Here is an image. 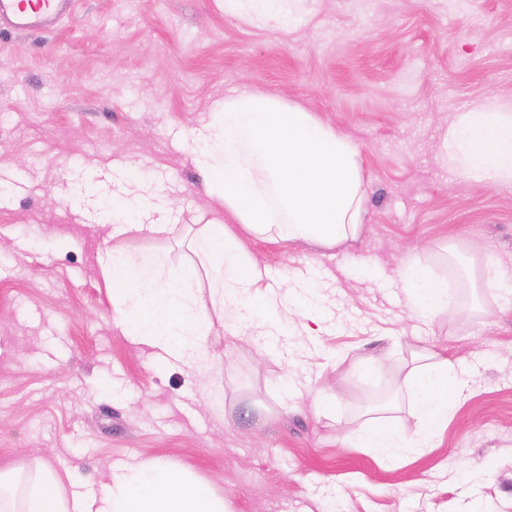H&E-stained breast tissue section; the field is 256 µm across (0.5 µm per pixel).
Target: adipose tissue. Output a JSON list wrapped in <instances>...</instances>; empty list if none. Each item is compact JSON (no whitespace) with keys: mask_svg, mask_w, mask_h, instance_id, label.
<instances>
[{"mask_svg":"<svg viewBox=\"0 0 512 512\" xmlns=\"http://www.w3.org/2000/svg\"><path fill=\"white\" fill-rule=\"evenodd\" d=\"M308 0H224L225 15L257 27L294 32L313 16ZM194 162L211 197L229 220L207 225L194 254L210 281L211 301L225 305L237 292L257 286L265 271L249 257L239 231L278 243L331 249L356 240L367 213L368 183L359 144L300 103L253 88L226 94L194 139ZM443 152L451 169L473 183L512 184V107L477 105L448 126ZM159 203L139 194L112 201V213L126 225L169 232L151 220ZM112 274L113 321L132 342L153 348L161 365L214 363L209 321L195 299L184 269L129 253L100 257ZM400 280L414 313L454 308L457 299L444 278L430 277L417 261L400 268ZM470 392L457 365L435 351L412 347L396 397L409 402L407 416L393 430L368 422L357 432L361 447L375 449L393 468L397 449L428 448L448 425V400ZM0 512H231L223 496L178 466L147 459L112 473L99 494L64 496L59 479L42 475L20 499L0 495Z\"/></svg>","mask_w":512,"mask_h":512,"instance_id":"obj_1","label":"adipose tissue"}]
</instances>
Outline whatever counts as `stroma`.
Segmentation results:
<instances>
[{
  "label": "stroma",
  "instance_id": "35a3bbf8",
  "mask_svg": "<svg viewBox=\"0 0 512 512\" xmlns=\"http://www.w3.org/2000/svg\"><path fill=\"white\" fill-rule=\"evenodd\" d=\"M284 33L225 16L222 0H77L48 31L0 30V471L72 474L162 458L232 512H512V185L464 181L441 144L481 101L512 103V0H314ZM299 102L360 146L368 213L350 249L243 235L266 266L241 321L199 301L225 363L162 367L112 319L107 250L191 268L190 241L223 220L192 136L230 90ZM167 199L172 230L120 227L126 172ZM420 259L450 284L507 282L465 311L411 312L398 276ZM319 277L310 335L283 277ZM455 360L471 395L449 400L435 447L396 467L343 444L371 394L389 396L409 344ZM377 372L356 386L354 373ZM330 399L317 414L310 397Z\"/></svg>",
  "mask_w": 512,
  "mask_h": 512
}]
</instances>
